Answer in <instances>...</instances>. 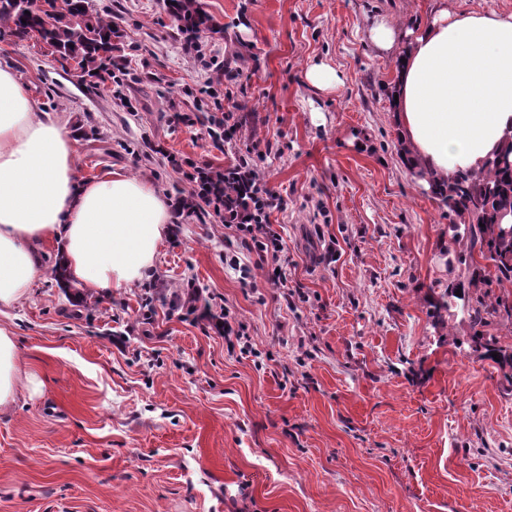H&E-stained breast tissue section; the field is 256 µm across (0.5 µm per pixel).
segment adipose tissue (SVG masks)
I'll return each mask as SVG.
<instances>
[{
	"instance_id": "1",
	"label": "adipose tissue",
	"mask_w": 512,
	"mask_h": 512,
	"mask_svg": "<svg viewBox=\"0 0 512 512\" xmlns=\"http://www.w3.org/2000/svg\"><path fill=\"white\" fill-rule=\"evenodd\" d=\"M367 38L394 64L392 112L413 157L437 177L484 171L512 138V13L464 12L435 0L403 27L374 17ZM77 140L38 108L0 66V310L24 299L43 274L38 250L54 240L71 281L111 294L154 268L172 202L124 170L77 179ZM16 344L0 327V411L22 392Z\"/></svg>"
}]
</instances>
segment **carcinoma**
<instances>
[{
    "label": "carcinoma",
    "mask_w": 512,
    "mask_h": 512,
    "mask_svg": "<svg viewBox=\"0 0 512 512\" xmlns=\"http://www.w3.org/2000/svg\"><path fill=\"white\" fill-rule=\"evenodd\" d=\"M166 9L181 26L191 31L211 27V17L199 0H167ZM0 24L15 35L41 42L50 54L73 62L79 77L101 78L109 73L118 30L112 20L91 12L90 0H0ZM399 155L412 176L425 180L431 193L448 212L460 219L450 225L457 262L464 266L467 287H450L434 304L433 316L441 311H460L472 327H485L491 320L512 318V224L499 222L501 214L512 211V147L487 161L481 174L463 173L452 181L416 169L409 159L405 143H399ZM216 181L208 182L214 203L235 195L238 176L233 172H214ZM491 262L495 281L503 291H481L489 283L475 256Z\"/></svg>",
    "instance_id": "obj_1"
}]
</instances>
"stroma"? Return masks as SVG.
Segmentation results:
<instances>
[{"instance_id": "1", "label": "stroma", "mask_w": 512, "mask_h": 512, "mask_svg": "<svg viewBox=\"0 0 512 512\" xmlns=\"http://www.w3.org/2000/svg\"><path fill=\"white\" fill-rule=\"evenodd\" d=\"M199 2L213 25L193 34L163 0H91L119 49L89 83L0 28V65L68 121L78 174L124 170L176 207L147 279L86 310L47 273L0 314L31 377L0 412V512H512V368L431 315L465 278L457 218L401 162L393 61L366 38L433 0ZM319 62L336 91L308 83ZM230 72L232 99L201 92ZM216 112L237 139L212 142ZM247 151L286 202L280 288L248 253L250 278L225 264L213 206L182 205L186 163ZM191 284L190 315L169 294Z\"/></svg>"}]
</instances>
